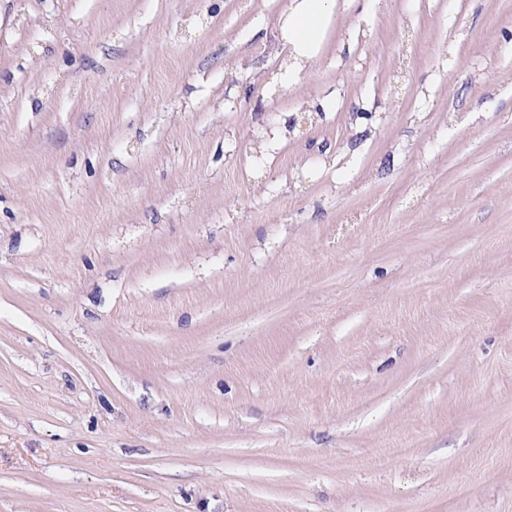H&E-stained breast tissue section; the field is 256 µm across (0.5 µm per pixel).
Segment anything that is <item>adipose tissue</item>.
<instances>
[{"mask_svg": "<svg viewBox=\"0 0 512 512\" xmlns=\"http://www.w3.org/2000/svg\"><path fill=\"white\" fill-rule=\"evenodd\" d=\"M334 0H291L278 30L280 39L292 46L290 62L312 66L317 46L333 12Z\"/></svg>", "mask_w": 512, "mask_h": 512, "instance_id": "adipose-tissue-1", "label": "adipose tissue"}]
</instances>
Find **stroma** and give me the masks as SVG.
<instances>
[{"instance_id": "35a3bbf8", "label": "stroma", "mask_w": 512, "mask_h": 512, "mask_svg": "<svg viewBox=\"0 0 512 512\" xmlns=\"http://www.w3.org/2000/svg\"><path fill=\"white\" fill-rule=\"evenodd\" d=\"M288 4L0 0V512H512V0ZM333 0H291L277 36L292 46V66L310 67L316 62L317 46L330 20Z\"/></svg>"}]
</instances>
